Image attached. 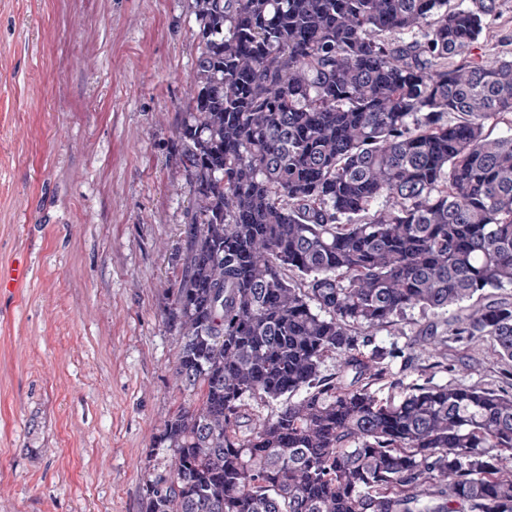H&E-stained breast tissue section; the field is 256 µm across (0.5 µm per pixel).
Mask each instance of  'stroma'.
Segmentation results:
<instances>
[{
    "label": "stroma",
    "instance_id": "1",
    "mask_svg": "<svg viewBox=\"0 0 512 512\" xmlns=\"http://www.w3.org/2000/svg\"><path fill=\"white\" fill-rule=\"evenodd\" d=\"M193 0H0V512H140L148 449L189 403L165 322L189 208L175 129L197 55ZM472 55L512 56V0ZM414 309L378 330L401 386L501 389L490 338L424 330L463 314Z\"/></svg>",
    "mask_w": 512,
    "mask_h": 512
}]
</instances>
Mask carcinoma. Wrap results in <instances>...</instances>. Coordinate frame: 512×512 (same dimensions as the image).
I'll use <instances>...</instances> for the list:
<instances>
[{
  "instance_id": "carcinoma-1",
  "label": "carcinoma",
  "mask_w": 512,
  "mask_h": 512,
  "mask_svg": "<svg viewBox=\"0 0 512 512\" xmlns=\"http://www.w3.org/2000/svg\"><path fill=\"white\" fill-rule=\"evenodd\" d=\"M448 2L194 0L168 321L195 401L153 440L141 512H512V393L384 400L360 338L512 288V134L485 130L512 129V58L466 55L493 0ZM439 334L512 361V301ZM284 396L242 431L248 401Z\"/></svg>"
}]
</instances>
